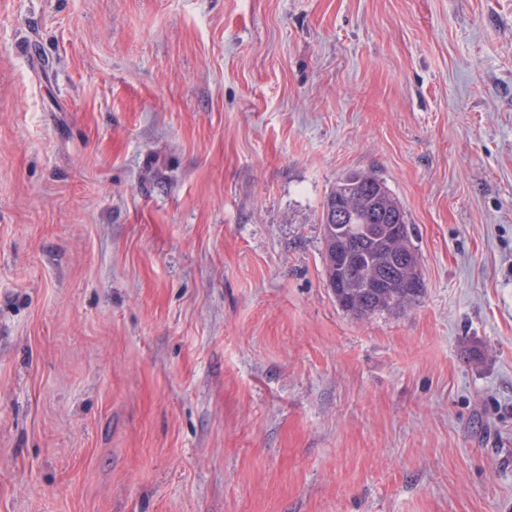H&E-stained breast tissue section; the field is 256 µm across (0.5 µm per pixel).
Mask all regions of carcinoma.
<instances>
[{
	"instance_id": "carcinoma-1",
	"label": "carcinoma",
	"mask_w": 512,
	"mask_h": 512,
	"mask_svg": "<svg viewBox=\"0 0 512 512\" xmlns=\"http://www.w3.org/2000/svg\"><path fill=\"white\" fill-rule=\"evenodd\" d=\"M354 176L356 179L346 183L337 182L324 206H336V197L350 190L357 215L366 220L379 210L401 207L389 189L373 190L380 183L375 175L356 172ZM322 243L326 286L339 309L350 317L364 320L385 312L404 313L422 298L424 288L414 293L401 287L402 274L398 272L378 288L366 283V270L390 268L401 257L406 258L408 267L419 266L410 225L404 223L397 229L393 224H377L367 229L354 223L338 228L324 222Z\"/></svg>"
}]
</instances>
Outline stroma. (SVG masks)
I'll use <instances>...</instances> for the list:
<instances>
[{
    "instance_id": "1",
    "label": "stroma",
    "mask_w": 512,
    "mask_h": 512,
    "mask_svg": "<svg viewBox=\"0 0 512 512\" xmlns=\"http://www.w3.org/2000/svg\"><path fill=\"white\" fill-rule=\"evenodd\" d=\"M0 512H512V0H0ZM355 180L336 183L324 203L322 212V243L325 264L326 286L336 301L339 309L357 320L370 319L382 313H404L417 305L424 293V280L419 288L418 279L408 277L406 288H401L402 274L394 275L382 281L380 288H373L366 283V270L384 269L393 266L402 256L406 258L408 269L417 267L419 260L412 243V228L410 224H343L349 216L347 206L337 205L336 196L345 193V186L352 191L353 205L359 217L368 222L373 213L398 207L404 211L400 202L394 197L386 184L378 177L367 172H353ZM382 184V193L372 191L375 184ZM335 208L336 224L324 222V213L328 206ZM364 226H375L366 229ZM396 226H402V229ZM336 230H342V235L349 239V246L338 252ZM342 287V288H338ZM413 288H418L416 293Z\"/></svg>"
}]
</instances>
